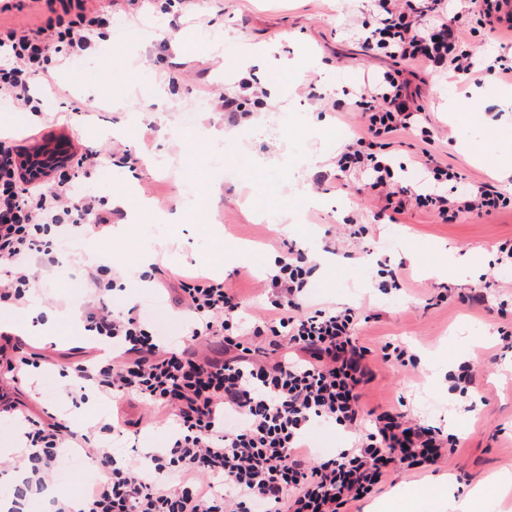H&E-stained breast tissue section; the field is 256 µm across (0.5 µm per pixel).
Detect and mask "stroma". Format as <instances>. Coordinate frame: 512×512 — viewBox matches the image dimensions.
Returning a JSON list of instances; mask_svg holds the SVG:
<instances>
[{
    "label": "stroma",
    "instance_id": "35a3bbf8",
    "mask_svg": "<svg viewBox=\"0 0 512 512\" xmlns=\"http://www.w3.org/2000/svg\"><path fill=\"white\" fill-rule=\"evenodd\" d=\"M112 9L93 50L77 54L39 78L40 116L18 127L0 118V135L27 148L47 147L96 157L79 171L80 193L111 202L112 221L125 225L122 238L95 240L107 277L120 280L111 305L127 294L146 312L169 347L182 348L188 330L185 306L175 304L178 280L203 274L239 289L242 328H250L267 301L260 285L288 244L326 257L312 277L313 301L354 308L358 341L372 353L385 342L400 343L417 368L374 362L376 379L367 393L373 405L404 401L421 422L458 431L463 447L437 470L397 467L370 497L349 512H374L398 490L413 492L412 512H442L447 496L465 499L478 486L512 471V352L497 358L500 328L512 330V268L498 263V247L512 244V208L482 218L463 214L441 224L416 205L397 222L379 220L384 202L361 190L362 179L341 171V147L357 131L352 93L390 69L389 59L365 50L362 32L378 12L377 0H202L183 11L178 0H101ZM464 17L460 39L478 50L475 75L445 66L421 85V102L437 134L429 147L435 161L465 174L469 184L490 183L512 198V173L498 169L501 148L512 142V82L490 72L496 56L512 55V28L479 26L475 0H457ZM295 61L286 70L282 60ZM278 85L241 124L226 123L218 97L234 96L241 80ZM83 110L63 108L64 97ZM223 167H215L216 151ZM324 175L322 185L313 179ZM181 214L178 228L156 216ZM363 227L354 236L348 218ZM336 233V251L325 254V230ZM157 242L162 268L150 285L135 273L145 243ZM474 250L477 270L446 267L447 252ZM405 262V290L377 289V258ZM34 298L57 313L89 302L85 267L59 251L49 271L33 266ZM485 289L488 308L469 306L462 295ZM445 295L428 306V298ZM75 329L61 325L58 339L25 341L41 372L32 381H12L0 359V388L40 418L65 414L75 431L99 438L112 419V405L66 409L60 372L94 359V341L74 343ZM479 351H472L474 341ZM477 368L475 389L448 392V374L462 362ZM39 403H31V395ZM129 426L116 445L146 451L167 446L164 412L132 400L123 403Z\"/></svg>",
    "mask_w": 512,
    "mask_h": 512
}]
</instances>
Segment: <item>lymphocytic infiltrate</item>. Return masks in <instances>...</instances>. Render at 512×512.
<instances>
[{"instance_id": "1", "label": "lymphocytic infiltrate", "mask_w": 512, "mask_h": 512, "mask_svg": "<svg viewBox=\"0 0 512 512\" xmlns=\"http://www.w3.org/2000/svg\"><path fill=\"white\" fill-rule=\"evenodd\" d=\"M450 0H379L380 25L363 44L397 63L422 69L452 61L458 74L473 73V51L459 49L453 35L462 17ZM43 23L0 36V99L37 106L31 84L48 64L64 63L88 50L101 25L99 0H45ZM363 129L340 153L342 171L365 174L367 188L385 200L391 215L408 204L441 223L458 215L489 216L512 206L495 186L465 188V177L425 157L433 189L395 180L388 158L375 152L376 139L420 125L418 93L398 71L365 84L354 102ZM19 148L0 138V301L28 305L37 292L33 260L55 266L57 242L84 225L109 232L112 214L95 197L73 194L74 181L59 172L52 187L24 180ZM313 267L302 250L288 248L266 285L271 317L264 327L241 332L237 289L204 276L182 280L193 322L182 349L167 348L136 307L116 311L107 300L114 280L88 272L95 301L85 308L88 331L115 349L106 362L75 368L78 389L115 400L138 396L171 409L176 424L170 444L144 455H115L110 445L74 432L65 420L30 419L20 462L25 477L15 499L43 493L59 479L65 459L78 455L102 469L81 499L79 512H347L370 495L395 465L426 469L444 451H457L459 437L442 440L437 427L410 416L403 405L366 407L363 397L375 378L368 348L357 339L349 307L310 303ZM356 434L357 443L335 455H317L306 438L317 424Z\"/></svg>"}]
</instances>
